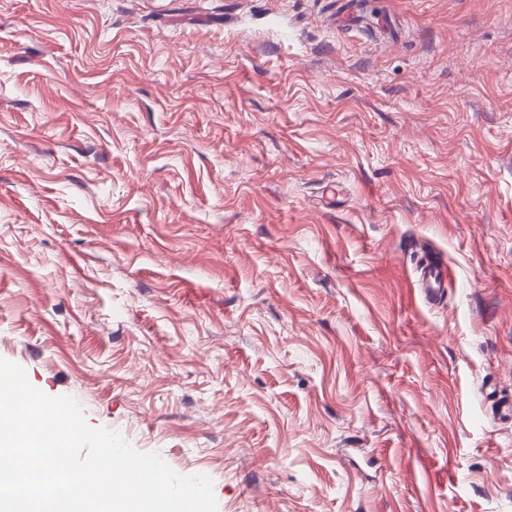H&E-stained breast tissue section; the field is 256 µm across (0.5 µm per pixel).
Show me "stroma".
<instances>
[{"label": "stroma", "mask_w": 512, "mask_h": 512, "mask_svg": "<svg viewBox=\"0 0 512 512\" xmlns=\"http://www.w3.org/2000/svg\"><path fill=\"white\" fill-rule=\"evenodd\" d=\"M348 2L0 0V358L218 512H512V0ZM419 271V285L426 298H432L446 288L445 270L434 261L425 260Z\"/></svg>", "instance_id": "1"}]
</instances>
